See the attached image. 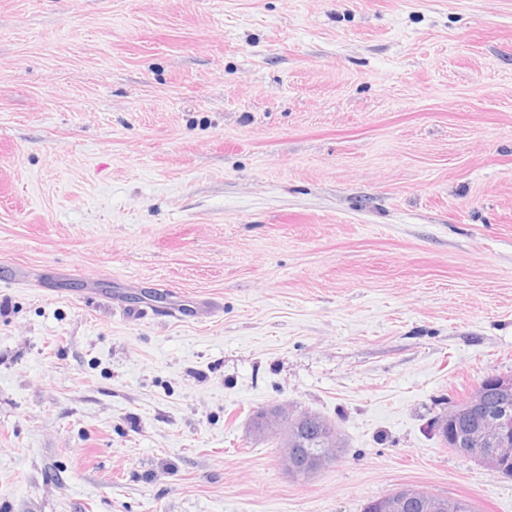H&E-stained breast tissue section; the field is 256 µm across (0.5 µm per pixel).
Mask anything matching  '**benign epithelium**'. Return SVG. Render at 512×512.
Listing matches in <instances>:
<instances>
[{
  "label": "benign epithelium",
  "mask_w": 512,
  "mask_h": 512,
  "mask_svg": "<svg viewBox=\"0 0 512 512\" xmlns=\"http://www.w3.org/2000/svg\"><path fill=\"white\" fill-rule=\"evenodd\" d=\"M448 447L506 476L512 475V375L492 374L478 382L465 401L448 409L439 420ZM313 422L301 416L288 418V410L260 411L258 437L276 433L281 455L293 474L309 476L319 471L336 452V434L324 428L317 436L325 444L318 454L302 455ZM447 503L401 489L372 501L370 512H446Z\"/></svg>",
  "instance_id": "7a95c632"
}]
</instances>
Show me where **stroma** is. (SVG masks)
I'll return each mask as SVG.
<instances>
[{"label": "stroma", "instance_id": "obj_1", "mask_svg": "<svg viewBox=\"0 0 512 512\" xmlns=\"http://www.w3.org/2000/svg\"><path fill=\"white\" fill-rule=\"evenodd\" d=\"M491 374L512 0H0V512H512L432 427ZM302 416H311L336 431L335 425L317 414L303 413ZM313 425L310 419L301 416L289 419L288 423V410L271 408L260 410L258 424L253 430L254 434L258 437L276 432L279 436L280 452L288 466V470L297 476L305 477L319 471L329 460L331 454L338 451V448H335L336 435L338 436L337 431L335 434L324 428L318 429L316 435L328 448L321 447L322 444L316 436L309 437L308 442L305 444L308 432L315 429ZM303 447L307 448L311 453H317L318 448H321V451L319 454L302 455L298 452V448ZM388 495L372 501L369 505L370 512H446L447 502L435 499L425 490L413 487H403ZM421 495H418V494Z\"/></svg>", "mask_w": 512, "mask_h": 512}]
</instances>
